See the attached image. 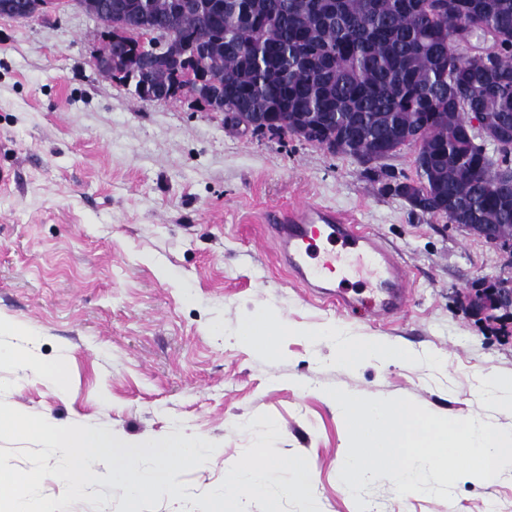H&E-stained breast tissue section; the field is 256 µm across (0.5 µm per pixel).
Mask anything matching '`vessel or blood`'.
I'll return each instance as SVG.
<instances>
[{
    "label": "vessel or blood",
    "mask_w": 512,
    "mask_h": 512,
    "mask_svg": "<svg viewBox=\"0 0 512 512\" xmlns=\"http://www.w3.org/2000/svg\"><path fill=\"white\" fill-rule=\"evenodd\" d=\"M267 221L279 242L282 263L307 287L327 283L336 270L332 254L325 255L318 265H307L305 256L310 245L320 237L338 238L345 247L365 255L377 269L374 315L386 317L406 308L408 271L402 261L369 233L344 222L335 211L307 203L288 211H270Z\"/></svg>",
    "instance_id": "obj_1"
}]
</instances>
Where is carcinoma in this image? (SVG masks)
Wrapping results in <instances>:
<instances>
[{"label":"carcinoma","instance_id":"1","mask_svg":"<svg viewBox=\"0 0 512 512\" xmlns=\"http://www.w3.org/2000/svg\"><path fill=\"white\" fill-rule=\"evenodd\" d=\"M143 2L92 0L87 11L200 43L226 111L288 116L316 131L306 142L334 154L378 162L388 158L385 136L424 129L422 213L497 224L512 239V158L462 118H512V0H220L215 19L171 9L177 0H153L146 19ZM488 32L494 58L460 49L462 35Z\"/></svg>","mask_w":512,"mask_h":512}]
</instances>
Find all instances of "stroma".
<instances>
[{
	"label": "stroma",
	"mask_w": 512,
	"mask_h": 512,
	"mask_svg": "<svg viewBox=\"0 0 512 512\" xmlns=\"http://www.w3.org/2000/svg\"><path fill=\"white\" fill-rule=\"evenodd\" d=\"M98 25L71 9L37 20L0 16V401L52 424L125 441L201 436L210 461L176 475L189 497L157 512H202L271 415L276 450L306 455L320 512H512V469L461 478L452 501L397 496L387 477L358 491L339 479L348 435L329 386L408 397L447 418L512 429V335L467 299L512 261L468 231L397 195L416 177L414 148L384 164L269 138L186 102L146 103L100 74ZM336 210L396 252L409 274L406 312L340 309L284 270L265 228L274 209ZM288 320L274 353L243 343L255 312ZM401 347L404 360L349 368L341 342ZM25 353L44 370L24 373Z\"/></svg>",
	"instance_id": "35a3bbf8"
}]
</instances>
